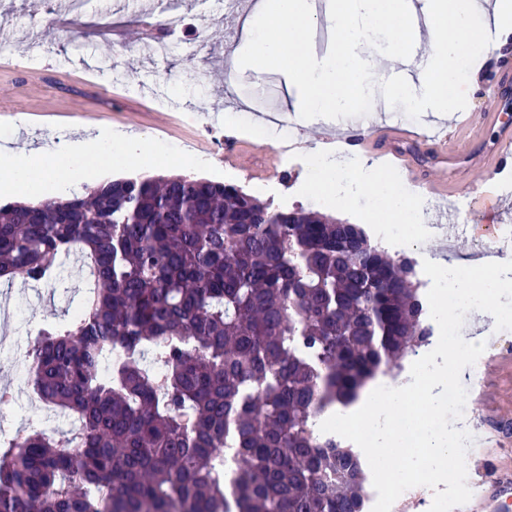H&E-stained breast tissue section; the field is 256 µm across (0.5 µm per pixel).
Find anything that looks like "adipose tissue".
Wrapping results in <instances>:
<instances>
[{
    "label": "adipose tissue",
    "mask_w": 512,
    "mask_h": 512,
    "mask_svg": "<svg viewBox=\"0 0 512 512\" xmlns=\"http://www.w3.org/2000/svg\"><path fill=\"white\" fill-rule=\"evenodd\" d=\"M328 21L337 48L326 57L310 53L304 44L316 22L310 0H270L260 21L246 32L250 61L284 72L315 123H334L337 113L350 111L366 88L375 86L383 88L387 101L400 96L420 111H457L459 76L475 72L485 46L473 33L470 0H431L420 26L411 19L407 0H335ZM423 44L428 50L418 82L386 84L387 65L412 59ZM306 158L312 184L336 205L364 194L373 199L379 218L418 224L423 241L434 244L442 239L441 229L419 224L415 193L402 181L383 177L377 164L344 163L318 146L308 149ZM174 164L188 168L198 161L148 135L89 132L62 139L50 149L20 151L6 143L0 145V198L66 199L115 165L151 172ZM429 261L449 289L436 306L437 317L445 323L474 302L483 315H497L500 294L512 288V267L494 256L461 263L435 254ZM463 361L449 349L447 336H438L435 347L413 361L402 380H377L358 406L326 413L325 418L369 454L386 482L400 483L419 458L434 465L429 483L443 485L461 462L458 428L449 424L442 437L424 433L423 427L447 412L442 393L458 378Z\"/></svg>",
    "instance_id": "1"
}]
</instances>
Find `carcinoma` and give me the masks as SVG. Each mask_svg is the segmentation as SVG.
Wrapping results in <instances>:
<instances>
[{"label":"carcinoma","mask_w":512,"mask_h":512,"mask_svg":"<svg viewBox=\"0 0 512 512\" xmlns=\"http://www.w3.org/2000/svg\"><path fill=\"white\" fill-rule=\"evenodd\" d=\"M71 253L87 295L28 362L79 428L0 440V512H364L365 465L315 413L432 335L410 261L191 176L0 206V277L41 283Z\"/></svg>","instance_id":"carcinoma-1"}]
</instances>
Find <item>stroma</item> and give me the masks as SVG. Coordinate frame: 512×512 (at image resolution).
Listing matches in <instances>:
<instances>
[{
    "mask_svg": "<svg viewBox=\"0 0 512 512\" xmlns=\"http://www.w3.org/2000/svg\"><path fill=\"white\" fill-rule=\"evenodd\" d=\"M71 0H0V114L21 120L17 148L27 140L50 145L84 127H108L143 133L176 151L192 150L205 157L197 178L231 179L273 206H300L349 224H358L369 239L395 258L409 259L425 300L439 283L428 272L429 250L411 224H373L367 217L368 196L350 199L341 209L325 208L308 186L304 154L320 133L318 127L294 125L299 160L274 161L264 150L265 138L253 129V113L274 100L275 112L292 117L295 88L276 69L246 66L231 70L234 51L244 38L245 16L235 14L233 0H183L189 25L180 41L158 46L131 41L129 23L152 14L163 16L166 0H85L73 12ZM54 21L55 44L40 40L39 24ZM228 28L227 39H212ZM233 71L232 85L220 76ZM221 119L225 132L237 135L229 155H214L205 129ZM428 113L397 99L378 109L367 127L379 146L412 153L420 164L434 160L404 141L398 131L406 123H426ZM85 273L74 258H64L57 279L38 285L4 282L6 318L0 319V340H26L42 324L62 321L82 303ZM450 343L464 347L478 337L488 339L480 359L486 364L481 388L466 387V404L474 416L475 442L464 456L486 461L492 473L512 474V335L497 331V321L481 315L459 317ZM18 368L0 361V386L14 387L20 401L10 413L14 429L38 424L41 410L27 406L29 386L19 383Z\"/></svg>",
    "mask_w": 512,
    "mask_h": 512,
    "instance_id": "stroma-1",
    "label": "stroma"
}]
</instances>
